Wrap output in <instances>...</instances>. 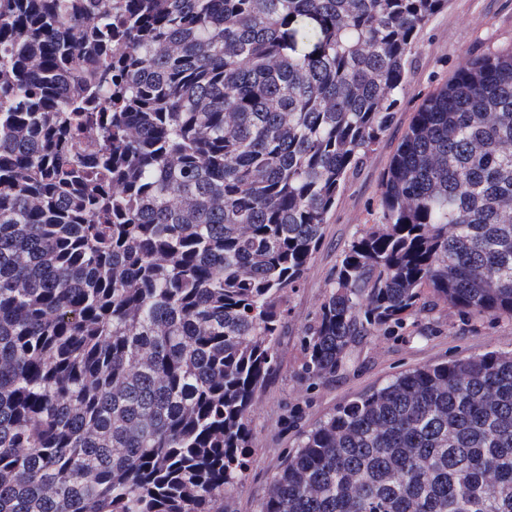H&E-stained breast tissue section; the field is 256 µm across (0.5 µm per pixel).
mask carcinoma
Instances as JSON below:
<instances>
[{
  "label": "carcinoma",
  "instance_id": "cac0c4a2",
  "mask_svg": "<svg viewBox=\"0 0 512 512\" xmlns=\"http://www.w3.org/2000/svg\"><path fill=\"white\" fill-rule=\"evenodd\" d=\"M447 0H0V512H224L284 298ZM512 317V49L430 94L302 373L429 299ZM258 512H512V353L305 432Z\"/></svg>",
  "mask_w": 512,
  "mask_h": 512
}]
</instances>
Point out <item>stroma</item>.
<instances>
[{
  "label": "stroma",
  "mask_w": 512,
  "mask_h": 512,
  "mask_svg": "<svg viewBox=\"0 0 512 512\" xmlns=\"http://www.w3.org/2000/svg\"><path fill=\"white\" fill-rule=\"evenodd\" d=\"M510 48L512 0H448L419 32L394 120L349 179L299 287L286 299L288 318L278 339L281 365L257 395L249 465L242 482L225 493L224 512H258L273 476L302 433L353 397L409 369L490 350L512 352V318L465 316L436 301L417 312L406 330L354 343L327 380L315 384L300 373L304 332L315 322L351 243L379 222L384 174L423 100L470 56Z\"/></svg>",
  "instance_id": "stroma-1"
}]
</instances>
